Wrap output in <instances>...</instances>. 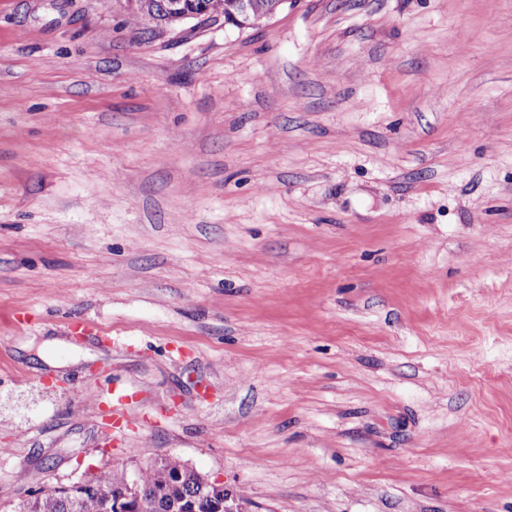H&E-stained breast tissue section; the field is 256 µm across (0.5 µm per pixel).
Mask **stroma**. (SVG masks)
Segmentation results:
<instances>
[{"label": "stroma", "mask_w": 512, "mask_h": 512, "mask_svg": "<svg viewBox=\"0 0 512 512\" xmlns=\"http://www.w3.org/2000/svg\"><path fill=\"white\" fill-rule=\"evenodd\" d=\"M1 445L0 512L169 455L250 512H512V0H0ZM135 6L129 9V19L135 26L155 28L173 27L182 21L176 20L166 11L168 0H135ZM187 6L194 8L199 14L203 13V16H207L210 21L224 20L227 24L231 20V7L232 0H183ZM188 2V3H187ZM236 26V25H234ZM237 27V26H236ZM251 0H237L235 8L237 12L245 19L249 20L253 13V3ZM273 0H254L256 10L250 19L252 26L258 25L262 20L266 19V14L272 8Z\"/></svg>", "instance_id": "obj_1"}]
</instances>
